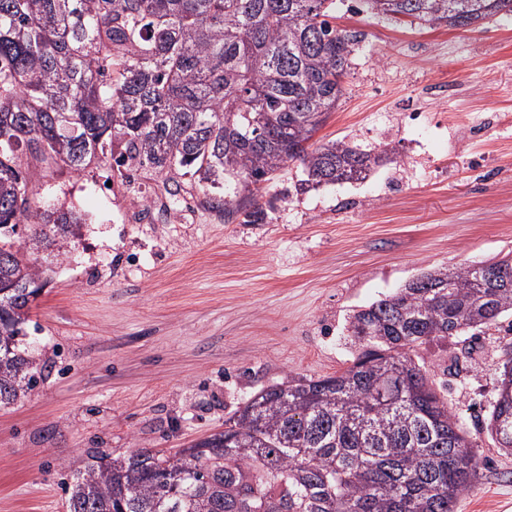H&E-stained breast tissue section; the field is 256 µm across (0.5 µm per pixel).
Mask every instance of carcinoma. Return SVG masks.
<instances>
[{
	"instance_id": "1",
	"label": "carcinoma",
	"mask_w": 512,
	"mask_h": 512,
	"mask_svg": "<svg viewBox=\"0 0 512 512\" xmlns=\"http://www.w3.org/2000/svg\"><path fill=\"white\" fill-rule=\"evenodd\" d=\"M374 14L466 29L512 0H360ZM336 0H0V405L36 383L17 337L43 274L82 214L38 205L30 167L81 173L112 160L199 186L224 223L262 219L264 184L292 163L302 189L365 179L393 149L312 142L336 110L358 35ZM29 234L15 240L17 227ZM354 313L373 346L336 376L268 386L224 432L175 454L99 458L67 487L68 512H455L479 469L420 355L512 311V276L428 272ZM488 428L512 450V345Z\"/></svg>"
}]
</instances>
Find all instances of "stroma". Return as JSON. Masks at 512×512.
<instances>
[{
  "instance_id": "obj_1",
  "label": "stroma",
  "mask_w": 512,
  "mask_h": 512,
  "mask_svg": "<svg viewBox=\"0 0 512 512\" xmlns=\"http://www.w3.org/2000/svg\"><path fill=\"white\" fill-rule=\"evenodd\" d=\"M358 31L344 94L314 134L391 160L361 181L298 189L291 165L262 221L225 223L194 185L164 224L132 211L165 193L154 171L37 170L39 202L85 222L48 272L21 347L39 369L0 406V512H66L65 486L98 457L168 452L223 432L262 388L343 372L353 311L438 268L512 257V16L467 29L337 5ZM455 86L436 100L427 92ZM512 313L423 356L481 461L456 512H512V452L487 424Z\"/></svg>"
}]
</instances>
